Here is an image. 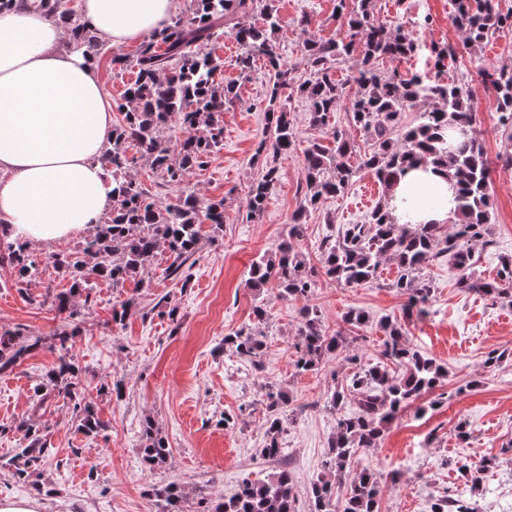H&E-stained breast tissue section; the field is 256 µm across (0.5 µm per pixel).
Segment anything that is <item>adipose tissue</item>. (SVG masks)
<instances>
[{
	"label": "adipose tissue",
	"instance_id": "obj_1",
	"mask_svg": "<svg viewBox=\"0 0 512 512\" xmlns=\"http://www.w3.org/2000/svg\"><path fill=\"white\" fill-rule=\"evenodd\" d=\"M178 0H79L81 15L112 45L144 41ZM60 25L23 6L0 12V223L41 243L87 232L112 209L101 162L112 144V103L96 65L62 50ZM429 192L436 206L417 209ZM455 189L443 170H409L385 205L398 224H450Z\"/></svg>",
	"mask_w": 512,
	"mask_h": 512
}]
</instances>
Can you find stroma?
<instances>
[{
	"label": "stroma",
	"mask_w": 512,
	"mask_h": 512,
	"mask_svg": "<svg viewBox=\"0 0 512 512\" xmlns=\"http://www.w3.org/2000/svg\"><path fill=\"white\" fill-rule=\"evenodd\" d=\"M276 6L281 56L297 81L311 79L297 21L309 17L311 33L325 40L343 36L336 0H276ZM375 16L388 27H403L419 44L414 55L398 62L401 72L433 74L431 43L459 47L445 77L469 83L477 107L475 136L492 163L490 233L473 248L478 273L495 278L503 259L512 257V165L502 160L512 154V127L500 122L495 95L480 83L478 72L485 64L512 69V31L495 34L472 52L462 46L451 0H376ZM213 48L224 61L225 79L238 81L240 101L224 114L223 148L190 170L185 183L201 200H223L224 224L201 225L204 247L182 277L168 276L172 256L159 251L141 280L116 288L97 279L89 298H76L77 314L71 317L58 313L46 295L72 283L55 264L41 267L24 293L13 285L9 270L0 268V330L44 339L12 370L0 373V498L36 500L37 512H161L148 491L175 482L188 493L183 512H196L200 498L230 496L242 479H265L283 462L300 512H310L309 492L326 475L323 461L336 425L328 400L349 373L351 357L380 361L385 336L379 322L401 316L405 299L391 286L398 269L388 261L381 263L377 281L365 286L343 287L317 275L308 303L320 310L327 334L343 329L342 316L351 309L363 311L368 322L353 330L342 352L316 370L297 373L296 327L303 303L271 287L254 295L246 279L253 260L274 254L299 207L302 146L327 132L309 125V102L294 95L285 104L298 149L258 152L267 136L264 100L272 73L259 57L251 72L241 75L240 47L231 34ZM269 167L277 169L279 180L262 213L246 220L250 186ZM374 181L369 171H360L344 195L323 198L305 213L298 248L311 264H318L326 240L347 225L367 222L370 208L355 202ZM426 273L434 294L425 313L407 320V340L447 369L445 396L430 393L413 401L388 425L378 447L357 453L352 468L381 475V512H430L442 496L463 501L470 512H512V301H492L461 288L445 256L434 259ZM162 297L176 307L177 322L154 312ZM125 300L129 311L115 323L112 309ZM259 301L268 314L262 327L266 349L262 369L253 370L225 351L224 339L254 326ZM64 331L72 335L69 357L92 408L107 425L96 437L77 430L66 399H54L46 412L31 411L37 386L59 362L53 337ZM493 350L505 358L498 366H485ZM116 384L121 393H113ZM271 385L289 396L278 462L261 453L266 440L262 399ZM30 415L46 437V452L37 469L22 477L7 461L26 447L17 426ZM148 419L171 449L167 463L153 470L140 454ZM462 429L468 433L463 442L458 439ZM487 456L495 457L496 465L479 488H471L459 467Z\"/></svg>",
	"instance_id": "1"
}]
</instances>
